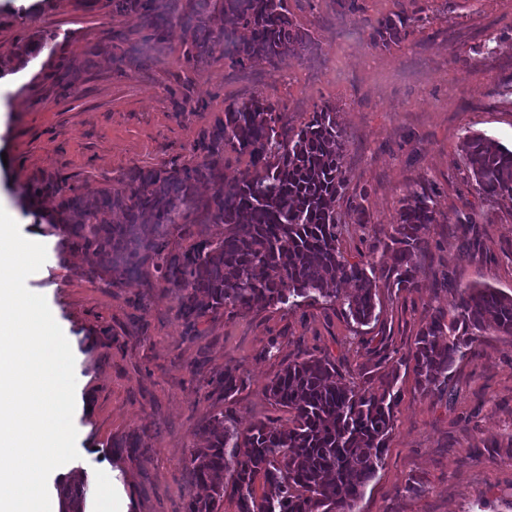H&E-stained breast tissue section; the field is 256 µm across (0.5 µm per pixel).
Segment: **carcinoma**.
I'll return each instance as SVG.
<instances>
[{"label":"carcinoma","instance_id":"cac0c4a2","mask_svg":"<svg viewBox=\"0 0 512 512\" xmlns=\"http://www.w3.org/2000/svg\"><path fill=\"white\" fill-rule=\"evenodd\" d=\"M116 15L137 13L163 39L173 14L186 17L183 54L202 62L225 40L234 65L280 58L304 47L308 36L294 23L288 0H109ZM217 18L230 27L214 33ZM240 30L248 36L239 40ZM384 47L408 34V19L374 26ZM251 158L254 171L224 178V151ZM344 138L336 107L325 104L299 127L284 111L258 98L229 105L203 131L191 158L162 168H135L124 189L85 191L51 176L40 192L58 199L41 215L59 246L81 254L86 276L120 286L128 277L154 279L176 293L187 328L219 313L293 310L305 304L340 308L361 328L378 321L380 285L395 292L417 288V269L429 258L430 226L437 223L433 192L408 189L397 222L384 242L391 263L350 262L339 247L336 204L346 183ZM464 168L487 199H512V148L480 134L461 147ZM213 185L201 196L200 183ZM120 212L125 221L115 223ZM221 224L224 233L209 234ZM197 238L188 249L184 238ZM455 315L434 313L415 338L409 360L421 392L448 393L450 371L487 335L512 338V295L489 286L458 290ZM244 379L226 368L211 382L229 399ZM397 367L363 386L348 381L326 353H304L280 364L265 394L291 414L278 428L257 421L242 428L219 411L204 426V445L185 459L192 482L205 494L186 512H219L224 479L232 480L238 512H359L364 488L381 467L393 430ZM263 494L255 493L256 480ZM62 512H85L87 488L59 487Z\"/></svg>","mask_w":512,"mask_h":512}]
</instances>
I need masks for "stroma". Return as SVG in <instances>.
I'll list each match as a JSON object with an SVG mask.
<instances>
[{"label":"stroma","mask_w":512,"mask_h":512,"mask_svg":"<svg viewBox=\"0 0 512 512\" xmlns=\"http://www.w3.org/2000/svg\"><path fill=\"white\" fill-rule=\"evenodd\" d=\"M342 2L289 0L311 44L273 68L235 66L219 50L188 61L183 20L153 45L139 14L109 17L107 0H0V73L13 77L0 87V205L47 248L26 285L45 296L75 358L80 457L68 468L91 489L111 473L119 512H186L197 489L184 461L216 412L288 427L290 414L264 392L282 360L325 349L359 384L387 370L339 312L320 305L220 313L188 333L175 293L138 278L117 288L89 280L80 257L59 251L34 214L51 209V197L32 210L19 203L56 174L122 190L132 168L187 160L226 106L251 97L285 109L295 126L317 106H336L347 174L336 210L350 261L385 265L406 188L435 184L446 217L431 228L433 259L417 289L379 290L368 333L401 363L400 400L360 512H512V457L492 448L512 441V338L485 336L455 363L440 399L422 395L403 364L433 310L453 316L454 285L512 294V201L485 199L460 162L473 133L512 146V0H357L353 13ZM397 15L408 18V36L375 45L376 21ZM52 33L55 50L39 49ZM112 44L125 59L109 53ZM62 59L79 77L66 98L50 78ZM458 212L478 214L477 231L452 223ZM274 337L281 350L270 358ZM227 367L246 378L230 402L210 385ZM412 479L419 491H408Z\"/></svg>","instance_id":"stroma-1"}]
</instances>
